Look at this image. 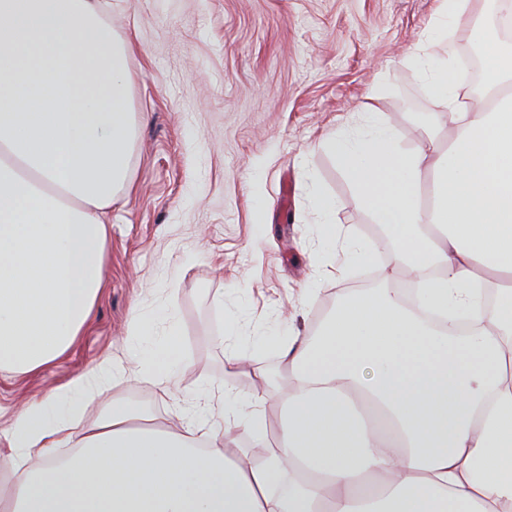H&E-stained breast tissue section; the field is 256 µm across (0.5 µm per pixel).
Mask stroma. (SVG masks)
Segmentation results:
<instances>
[{
    "label": "stroma",
    "instance_id": "obj_1",
    "mask_svg": "<svg viewBox=\"0 0 512 512\" xmlns=\"http://www.w3.org/2000/svg\"><path fill=\"white\" fill-rule=\"evenodd\" d=\"M105 20L129 40L131 109L139 118L131 191L112 205L105 289L68 356L37 374L0 371V429L13 410L129 343L133 321L160 341L178 324L188 353L178 395L126 375L113 398L145 426L176 422L220 383L226 332L238 320L253 367L267 372L270 403L288 373L273 346L280 327L314 331L345 295L410 286L380 225L323 142L368 128L378 107L410 148L447 146L452 124L406 63L431 30L440 0H111ZM336 202V238L370 241L382 262L329 276L333 239L311 187Z\"/></svg>",
    "mask_w": 512,
    "mask_h": 512
}]
</instances>
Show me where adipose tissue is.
<instances>
[{
    "instance_id": "1",
    "label": "adipose tissue",
    "mask_w": 512,
    "mask_h": 512,
    "mask_svg": "<svg viewBox=\"0 0 512 512\" xmlns=\"http://www.w3.org/2000/svg\"><path fill=\"white\" fill-rule=\"evenodd\" d=\"M474 8L442 0L406 57L454 125L441 155L406 147L371 103L365 137L329 142L415 271L419 310L375 288L345 296L313 337L276 333L290 387L273 418L267 375L229 352L249 395L211 390L177 434L134 427L118 400L76 424L125 371L173 390L180 330L132 368L104 357L11 415L0 512H512V101H493L512 85V43L483 28L491 96L466 103L448 70ZM130 51L100 0H0V370L55 363L91 320L112 203L129 188ZM216 416L252 448L220 438Z\"/></svg>"
}]
</instances>
